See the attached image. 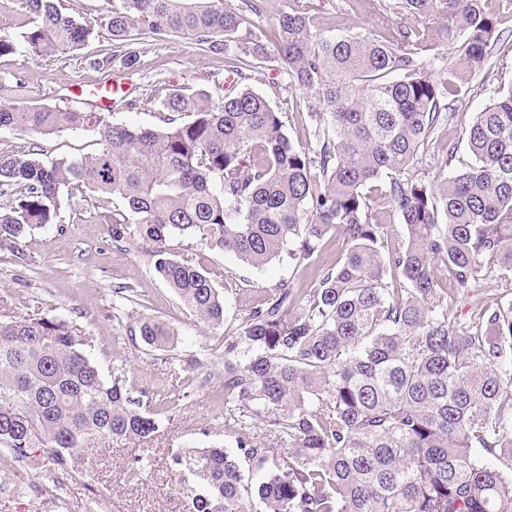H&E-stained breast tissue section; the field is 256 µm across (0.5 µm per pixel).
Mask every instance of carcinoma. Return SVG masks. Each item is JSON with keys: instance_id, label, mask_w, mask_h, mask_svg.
<instances>
[{"instance_id": "1", "label": "carcinoma", "mask_w": 512, "mask_h": 512, "mask_svg": "<svg viewBox=\"0 0 512 512\" xmlns=\"http://www.w3.org/2000/svg\"><path fill=\"white\" fill-rule=\"evenodd\" d=\"M488 0H398L411 25L322 35L313 3L257 36L223 0H119L107 17L112 51L89 65L103 78L131 69L142 35L189 36L233 52L234 88L214 101L185 86L160 101L162 126L131 127L104 112L0 102V128L36 135L85 130L98 148L42 158L36 142L0 155V253L22 260L30 231L55 223L63 194L111 198L112 239L154 245V270L206 325L224 296L207 272L165 243L201 236L261 268L284 251L312 288L281 285L224 341V426L250 430L238 456L219 446L173 458L194 512H512V298L482 299L512 275V86L433 156L431 136L489 65L500 40ZM22 43L0 56L74 53L95 37L60 0H21ZM276 47L289 88L306 99L313 140L294 143L282 113L243 85ZM452 50V54L445 50ZM406 229L388 245L378 203ZM336 264L316 258L331 236ZM446 275L448 283L441 284ZM476 296L478 320L455 305ZM149 348L176 333L140 315ZM88 337L64 319H0V447L30 471H64L100 440L148 439L156 418L88 358ZM273 470L255 486L239 463Z\"/></svg>"}]
</instances>
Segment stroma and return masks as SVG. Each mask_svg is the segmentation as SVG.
<instances>
[{"mask_svg":"<svg viewBox=\"0 0 512 512\" xmlns=\"http://www.w3.org/2000/svg\"><path fill=\"white\" fill-rule=\"evenodd\" d=\"M67 13L91 21L97 35L78 54L41 59L25 50L0 57V101L19 106L83 108L101 75L89 57L112 47L105 18L112 0H61ZM320 33L366 34L377 23L382 0H315ZM502 34L493 70L475 76L455 101L456 116L436 131L437 144L461 138L462 131L495 95L512 83V0H488ZM137 63L128 70L136 86L135 108H112L113 122L158 126L160 100L172 89L213 88L232 64L231 55L204 53L186 36L150 37L133 46ZM280 63H265L250 87L284 114L293 141L305 140L313 123L298 93L278 84ZM39 142L45 159L78 157L96 148L87 131L33 137L0 129V154L24 152ZM166 247L175 259H191L204 269L227 305L222 327L212 329L188 309L154 271L152 246L139 237L112 239V218L102 214L97 196L83 191L63 196L57 223L32 230L25 260L0 253V296L18 315L65 318L91 339L87 354L104 376L122 371L132 397L160 419L147 440L128 439L83 453L73 470L57 479L33 476L31 486L0 491V512H192V497L181 486L172 458L181 449L217 445L236 451V432L224 428V339L236 335L241 316L260 305L274 288L310 282L287 256L255 269L231 254L210 249L200 238L174 236ZM146 314L168 323L178 335L174 350L148 348L135 335V318Z\"/></svg>","mask_w":512,"mask_h":512,"instance_id":"35a3bbf8","label":"stroma"}]
</instances>
